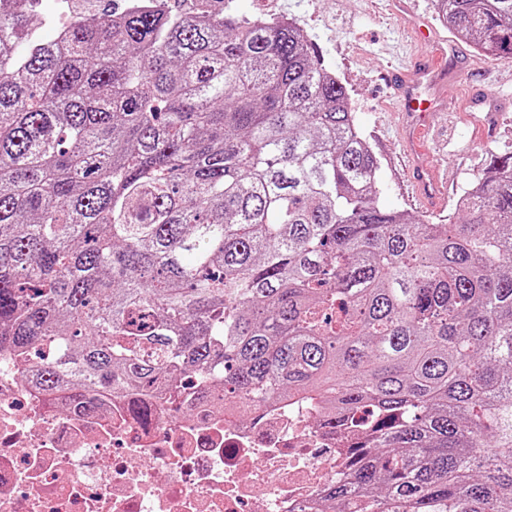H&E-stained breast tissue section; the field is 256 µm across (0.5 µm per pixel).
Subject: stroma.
Masks as SVG:
<instances>
[{
    "label": "stroma",
    "mask_w": 512,
    "mask_h": 512,
    "mask_svg": "<svg viewBox=\"0 0 512 512\" xmlns=\"http://www.w3.org/2000/svg\"><path fill=\"white\" fill-rule=\"evenodd\" d=\"M229 9L240 18L292 19L316 46L321 61L346 86L362 135L381 162L376 190L382 208L432 224L457 221L459 197L483 177L493 155L512 151V62L491 60L458 40L438 22L431 0H404L400 6L394 0H231ZM415 19L432 25L442 46H456L474 71V84L493 90L477 112L465 102L463 80L452 77L434 89L455 105L438 114L427 141L448 181V204L440 211L424 210L402 193L407 130L390 114L393 91L385 80L414 50Z\"/></svg>",
    "instance_id": "stroma-1"
}]
</instances>
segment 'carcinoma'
I'll use <instances>...</instances> for the list:
<instances>
[{
  "mask_svg": "<svg viewBox=\"0 0 512 512\" xmlns=\"http://www.w3.org/2000/svg\"><path fill=\"white\" fill-rule=\"evenodd\" d=\"M0 0V351L44 392L290 395L356 437L321 512H512V152L453 224L378 205L349 93L224 0ZM512 61V0H433ZM51 340L53 363H30ZM54 3L44 2L41 14L34 16L31 22L32 28L45 40H52L56 37L58 31L57 19L60 15L66 16L68 22H70V17L64 12L63 8L59 10Z\"/></svg>",
  "mask_w": 512,
  "mask_h": 512,
  "instance_id": "cac0c4a2",
  "label": "carcinoma"
}]
</instances>
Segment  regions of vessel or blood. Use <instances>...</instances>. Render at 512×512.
Wrapping results in <instances>:
<instances>
[{"mask_svg":"<svg viewBox=\"0 0 512 512\" xmlns=\"http://www.w3.org/2000/svg\"><path fill=\"white\" fill-rule=\"evenodd\" d=\"M416 41L423 45V53L417 54L410 65L394 69L387 74L386 80L394 91L396 111L405 120L409 135L407 152L412 157L409 170V183L420 199L430 209H442L445 191L432 164L423 160L419 146L423 135L431 126V113L442 111V103L432 95L431 89L438 82L447 79L452 70V62L447 61L446 53L432 49V37L428 27L414 25Z\"/></svg>","mask_w":512,"mask_h":512,"instance_id":"vessel-or-blood-1","label":"vessel or blood"}]
</instances>
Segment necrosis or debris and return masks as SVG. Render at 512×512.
Instances as JSON below:
<instances>
[{
  "mask_svg": "<svg viewBox=\"0 0 512 512\" xmlns=\"http://www.w3.org/2000/svg\"><path fill=\"white\" fill-rule=\"evenodd\" d=\"M190 413L136 398L87 410L22 380L0 352V512H310L346 439L299 397L260 416L200 387Z\"/></svg>",
  "mask_w": 512,
  "mask_h": 512,
  "instance_id": "4bbe7bcc",
  "label": "necrosis or debris"
}]
</instances>
